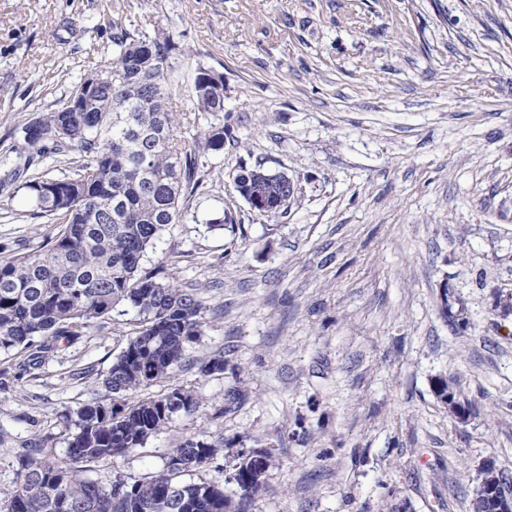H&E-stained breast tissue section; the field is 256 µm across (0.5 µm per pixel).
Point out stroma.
Masks as SVG:
<instances>
[{
  "label": "stroma",
  "instance_id": "obj_1",
  "mask_svg": "<svg viewBox=\"0 0 512 512\" xmlns=\"http://www.w3.org/2000/svg\"><path fill=\"white\" fill-rule=\"evenodd\" d=\"M116 3L126 28L173 37L185 80L223 74L224 112L185 96L177 121L185 141L223 126L224 148L145 258L206 301L189 365L145 393L183 388L199 408L77 470L136 479L220 435L223 456L193 478L231 502L237 455H271L247 512H471L482 463L512 475V314L495 305L512 295V0H0V155L111 59L95 27ZM258 164L296 182L286 217L236 192L233 173ZM53 231L0 188V258ZM445 282L466 331L442 312ZM136 323L92 322L36 370L0 355V504L23 447L65 458L64 414L101 392ZM219 352L223 373L201 374ZM440 377L467 421L437 398ZM438 380L442 384L443 394L449 393L451 401H456L457 403L465 405L469 408V401L462 397V394L457 388L455 379L439 378ZM450 397L448 396V401L443 399L440 400L444 405L448 406L449 413L452 414L456 419L460 421L466 420L468 416L467 412L460 410L454 403H449Z\"/></svg>",
  "mask_w": 512,
  "mask_h": 512
}]
</instances>
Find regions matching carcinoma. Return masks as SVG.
<instances>
[{
    "label": "carcinoma",
    "instance_id": "carcinoma-1",
    "mask_svg": "<svg viewBox=\"0 0 512 512\" xmlns=\"http://www.w3.org/2000/svg\"><path fill=\"white\" fill-rule=\"evenodd\" d=\"M112 30V61L74 86L59 108L26 123L24 142L0 183L18 185L57 232L32 254L0 260V353L22 348L37 368L62 339L83 335L92 320L110 319L119 305L133 309L137 329L102 380L104 397L65 415L74 426L67 454L73 462L116 458L147 440L183 412L194 413L195 395L175 388L131 404L121 401L170 377L203 334L205 301L162 265L143 259L160 232L182 218V204L202 185L210 152L224 149V127L195 134L192 147L178 144L170 108L183 95L173 66L177 46L169 33L132 34L115 13L96 30ZM198 67L190 96L195 111H224V81ZM90 108L79 105L92 84ZM50 162L27 176L33 159ZM285 172L242 167L234 176L242 199L265 196L282 206L264 215L288 214L295 200ZM31 448L16 458V486L4 512H246L261 494L263 477L251 481L237 509L224 489L184 476L224 452V438L185 441L164 467L109 485L80 475L67 463Z\"/></svg>",
    "mask_w": 512,
    "mask_h": 512
}]
</instances>
